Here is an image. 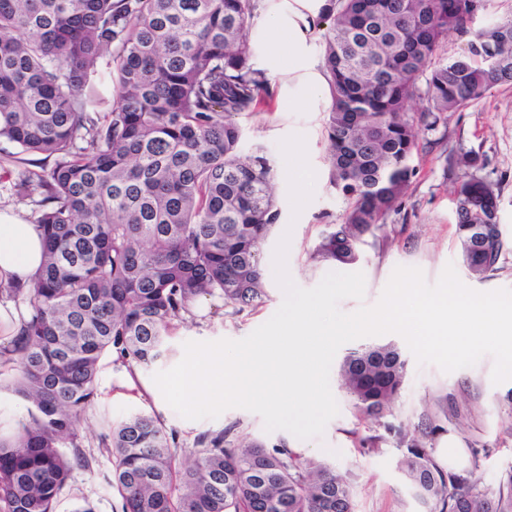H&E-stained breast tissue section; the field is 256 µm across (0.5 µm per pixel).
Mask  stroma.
Segmentation results:
<instances>
[{
    "instance_id": "obj_1",
    "label": "stroma",
    "mask_w": 512,
    "mask_h": 512,
    "mask_svg": "<svg viewBox=\"0 0 512 512\" xmlns=\"http://www.w3.org/2000/svg\"><path fill=\"white\" fill-rule=\"evenodd\" d=\"M318 0H258L250 28L256 67L267 71L269 87L264 106L238 117L242 154L262 148L275 172V197L280 218L263 246L268 299L263 306L232 313L223 300L206 298L196 302L190 313L176 321L169 338L172 353L147 367H128L105 354L99 366L98 396L79 422L88 467L76 468L63 491L56 512H72L75 504L89 502L95 512H113L119 502L112 486L114 458L101 443L112 425L136 413L157 417L177 436L182 461L194 457V441L205 432L231 431L267 446H284L305 456L327 461L348 475L354 490L356 512H421V506L406 486L397 462L401 456L392 436L372 421L359 418L340 377V365L349 352L374 343H392L402 349L406 379L393 405L392 420L400 425L415 424L434 414L438 397L449 396L452 404L444 430L435 439L437 458L444 466L479 455L478 474L484 485H495L500 474L512 469V380L493 384L494 360L483 356L474 366L451 373L434 365H419L405 340L389 333L363 337L340 347L330 370V387L339 413L326 426L322 437L296 438L290 432H266L262 418L241 408H231L219 417L184 418L164 400L153 381L157 372L171 369L183 355L188 341L239 340L268 321L280 307L284 293L273 268V253L282 236H289L287 268L300 287L316 286L333 267L315 262L311 254L322 232L342 223L346 201L330 180L329 149L325 116L330 107L328 90L313 93V81L323 80L322 48L310 23L319 14ZM280 21L302 17L297 46H290L287 28L271 34L272 17ZM303 136L308 161L316 179L312 200L300 215H293L288 196L287 167L280 151L281 140ZM475 150L485 161L484 172L497 181L501 222L512 242V86L494 88L485 99L448 116L443 139L425 145L414 157L418 173L397 211L385 219V226L363 248L356 271L365 276L363 300L340 301L342 312L379 300L394 269L399 266L422 270L427 282L438 280L446 265H453L460 280L477 291L512 289V245L491 277L477 280L468 276L455 233L452 183L443 175L441 155ZM52 159L40 155L22 156L18 148L0 140V209L19 212L35 223L40 208L36 196L18 194L16 185L28 173L51 168ZM379 436L375 449L361 445L363 438Z\"/></svg>"
}]
</instances>
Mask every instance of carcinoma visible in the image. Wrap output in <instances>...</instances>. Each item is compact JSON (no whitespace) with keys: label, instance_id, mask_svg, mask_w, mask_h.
Masks as SVG:
<instances>
[{"label":"carcinoma","instance_id":"carcinoma-1","mask_svg":"<svg viewBox=\"0 0 512 512\" xmlns=\"http://www.w3.org/2000/svg\"><path fill=\"white\" fill-rule=\"evenodd\" d=\"M489 0H327L319 11L331 106L333 184L347 200L313 251L350 266L401 206L423 135L512 85V17L481 27L461 55L437 59ZM257 0H0V140L53 166L17 183L42 195L46 239L33 287L0 288L29 314L0 346L19 372L29 421L0 435V512H55L73 470L88 466L78 424L97 397L101 358L149 366L170 352L173 322L202 298L239 313L264 304L262 247L279 220L262 149L240 155L236 117L268 86L249 29ZM112 55L115 99L101 92ZM426 98L412 112L410 101ZM471 150L445 157L455 231L468 274L498 271L507 247L499 193ZM486 226L471 241L469 228ZM356 412L403 449L400 470L423 512H512V469L481 485L478 461L443 467L433 441L448 406L408 428L388 421L406 363L391 343L340 366ZM192 462L175 433L136 414L112 427L115 512H355L348 476L325 461L258 440L203 433Z\"/></svg>","mask_w":512,"mask_h":512}]
</instances>
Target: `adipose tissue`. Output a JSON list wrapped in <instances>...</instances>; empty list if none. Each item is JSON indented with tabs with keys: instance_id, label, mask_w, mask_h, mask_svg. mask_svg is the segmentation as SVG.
<instances>
[{
	"instance_id": "obj_1",
	"label": "adipose tissue",
	"mask_w": 512,
	"mask_h": 512,
	"mask_svg": "<svg viewBox=\"0 0 512 512\" xmlns=\"http://www.w3.org/2000/svg\"><path fill=\"white\" fill-rule=\"evenodd\" d=\"M44 258L37 225L12 211H0V283L29 287Z\"/></svg>"
}]
</instances>
